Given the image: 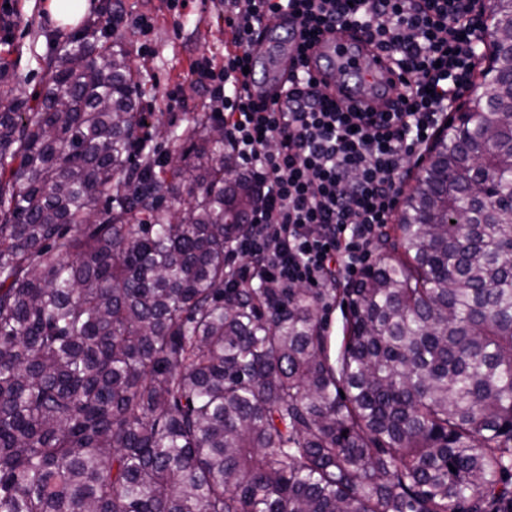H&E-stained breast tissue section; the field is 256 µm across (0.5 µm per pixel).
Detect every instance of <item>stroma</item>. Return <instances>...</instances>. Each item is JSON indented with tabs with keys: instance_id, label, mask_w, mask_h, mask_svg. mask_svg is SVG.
Masks as SVG:
<instances>
[{
	"instance_id": "stroma-1",
	"label": "stroma",
	"mask_w": 512,
	"mask_h": 512,
	"mask_svg": "<svg viewBox=\"0 0 512 512\" xmlns=\"http://www.w3.org/2000/svg\"><path fill=\"white\" fill-rule=\"evenodd\" d=\"M47 3L11 0L12 15L0 16V63L14 67L15 93L30 104L38 103L42 90L40 60L49 58L58 46L104 13L116 19L107 31L109 41L128 52L130 64L139 74V103L150 112L159 131L155 145H163L164 132L182 125L187 113L199 111L207 99L191 73L193 65L205 62L217 70L224 66L228 30L218 0H189L177 12L162 0H89L83 23L64 27L52 19ZM144 15L153 21L147 32L137 24ZM175 89L181 92L182 104L169 99Z\"/></svg>"
}]
</instances>
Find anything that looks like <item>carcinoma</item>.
<instances>
[{
  "label": "carcinoma",
  "instance_id": "cac0c4a2",
  "mask_svg": "<svg viewBox=\"0 0 512 512\" xmlns=\"http://www.w3.org/2000/svg\"><path fill=\"white\" fill-rule=\"evenodd\" d=\"M492 20L489 87L326 292L224 287L257 186L209 112L145 149L128 54L87 41L111 19L37 112L1 64L0 512H512V0ZM323 318L327 325V335L331 337V352L337 353L341 346L343 336V308L339 305V297L332 299L328 308L323 311Z\"/></svg>",
  "mask_w": 512,
  "mask_h": 512
}]
</instances>
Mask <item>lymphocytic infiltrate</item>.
<instances>
[{
    "label": "lymphocytic infiltrate",
    "instance_id": "1",
    "mask_svg": "<svg viewBox=\"0 0 512 512\" xmlns=\"http://www.w3.org/2000/svg\"><path fill=\"white\" fill-rule=\"evenodd\" d=\"M232 35L220 71L197 65L195 81L223 124L240 170L258 188L251 230L231 259L232 287L336 285L355 275L391 221L407 170L444 112L474 85L473 0H223ZM287 21L301 36L284 96L253 101L243 69L262 25ZM360 29L388 53L399 91L384 112H358L332 98L309 70L321 37Z\"/></svg>",
    "mask_w": 512,
    "mask_h": 512
}]
</instances>
